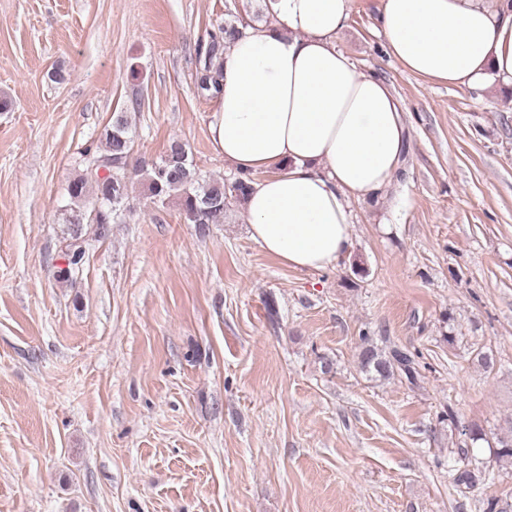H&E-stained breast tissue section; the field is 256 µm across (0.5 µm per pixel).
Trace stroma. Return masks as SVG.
Masks as SVG:
<instances>
[{
	"mask_svg": "<svg viewBox=\"0 0 512 512\" xmlns=\"http://www.w3.org/2000/svg\"><path fill=\"white\" fill-rule=\"evenodd\" d=\"M259 0H0V512H483L512 475V89L427 83L384 51L376 0L337 47L394 89L408 147L381 198L352 204V248L298 270L241 208L185 223L132 176L122 223L69 280L66 186L96 179L113 113L133 161L184 142L231 178L197 96L196 48ZM61 80H54L53 72ZM419 355L416 383L361 371L362 337ZM493 358L484 368L477 352ZM453 421H446V413ZM454 471H457L455 474H453V483L456 486H463L466 487H473L476 483L479 482H490L493 483L495 481V473L493 468L491 470L489 468H486L484 470L477 469L471 470V469H455Z\"/></svg>",
	"mask_w": 512,
	"mask_h": 512,
	"instance_id": "obj_1",
	"label": "stroma"
}]
</instances>
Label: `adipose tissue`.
Instances as JSON below:
<instances>
[{
	"label": "adipose tissue",
	"instance_id": "1",
	"mask_svg": "<svg viewBox=\"0 0 512 512\" xmlns=\"http://www.w3.org/2000/svg\"><path fill=\"white\" fill-rule=\"evenodd\" d=\"M266 24L227 45L211 139L258 174L242 209L284 265L320 270L351 246L352 204L384 192L407 127L383 80L336 46L353 0H262ZM386 53L433 83L512 86V0H380Z\"/></svg>",
	"mask_w": 512,
	"mask_h": 512
}]
</instances>
